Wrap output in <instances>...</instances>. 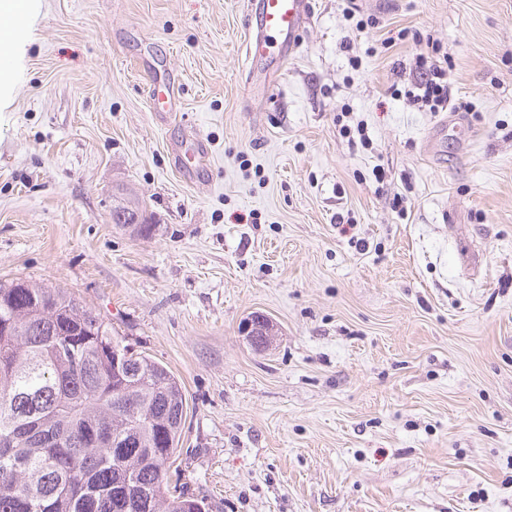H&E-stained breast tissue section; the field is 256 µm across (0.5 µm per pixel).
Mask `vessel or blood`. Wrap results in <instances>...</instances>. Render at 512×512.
<instances>
[{
	"mask_svg": "<svg viewBox=\"0 0 512 512\" xmlns=\"http://www.w3.org/2000/svg\"><path fill=\"white\" fill-rule=\"evenodd\" d=\"M248 37L245 45L246 83L249 89L271 85L301 44L311 19L310 0H247ZM149 110L168 120L181 109L175 81L155 74L147 88ZM175 169L191 181L202 178L210 156L208 141L189 131L171 147Z\"/></svg>",
	"mask_w": 512,
	"mask_h": 512,
	"instance_id": "b4317fda",
	"label": "vessel or blood"
}]
</instances>
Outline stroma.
<instances>
[{
  "mask_svg": "<svg viewBox=\"0 0 512 512\" xmlns=\"http://www.w3.org/2000/svg\"><path fill=\"white\" fill-rule=\"evenodd\" d=\"M33 4L0 41V280L73 291L179 377L189 492L209 512H512V0H312L255 96L245 0ZM405 27L447 52L471 137L430 148L445 113L391 95L416 50L370 49ZM141 57L175 77L172 122ZM359 123L369 146L342 132ZM192 128L197 183L169 152ZM121 188L151 238L112 223ZM254 312L278 329L264 351L239 331Z\"/></svg>",
  "mask_w": 512,
  "mask_h": 512,
  "instance_id": "obj_1",
  "label": "stroma"
}]
</instances>
